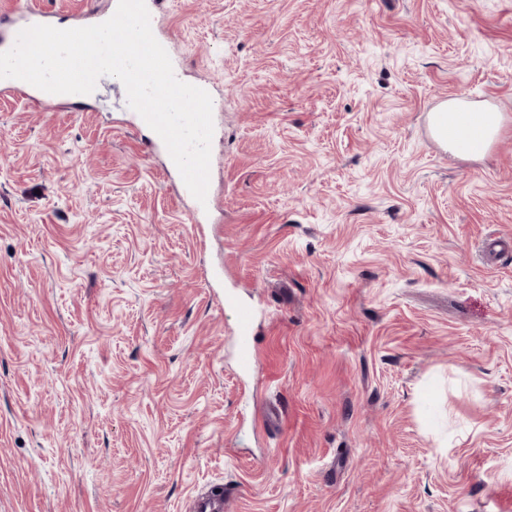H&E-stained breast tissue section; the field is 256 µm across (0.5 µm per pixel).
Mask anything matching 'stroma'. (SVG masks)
Here are the masks:
<instances>
[{"label":"stroma","instance_id":"obj_1","mask_svg":"<svg viewBox=\"0 0 512 512\" xmlns=\"http://www.w3.org/2000/svg\"><path fill=\"white\" fill-rule=\"evenodd\" d=\"M161 27L222 105L202 224L118 81L0 97V512H512V0ZM454 95L505 117L482 159L429 132ZM1 91L19 94L25 98L29 104L36 107H41L44 99L79 101L86 96L74 94H50L32 86L25 81L13 78L1 79ZM122 96H123V100H124V109H125V115L127 117V122L130 126L132 127H135V128H139V127H147L149 129H151L148 124L145 122V120L137 113L135 112L134 110H132L129 106H128V103H127V95H126V90H125V87L124 85H122ZM149 132H153V139L151 140L150 143L147 144V148L149 150V152H152L154 150H161V151H164L170 158L172 164L174 165V167L176 168V170L178 171L175 163L173 162L171 156L169 155L168 151H167V148L163 142V140L160 138V136L155 133L152 129L151 131L148 130ZM178 174H179V180H180V188H181V191L183 193L184 196L190 198L193 202H194V209L191 211V218H192V223L194 224H200L201 223V220H200V216L206 212L209 208H210V205H211V201H212V197H211V190H210V183H209V188H208V192H207V197H206V207H204L191 193L190 191L188 190V188L186 187L179 171H178ZM224 304L234 310L236 318L235 345L236 365L239 371L251 370L256 356V340L253 336V325L259 313L256 306L245 304L232 294L224 296Z\"/></svg>","mask_w":512,"mask_h":512}]
</instances>
